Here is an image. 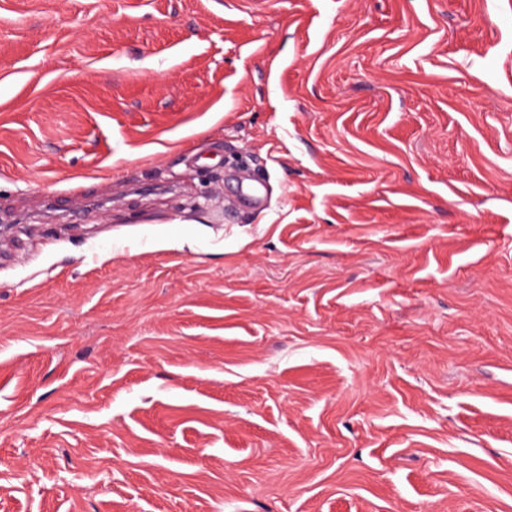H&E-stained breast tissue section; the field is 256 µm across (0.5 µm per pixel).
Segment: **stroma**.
I'll list each match as a JSON object with an SVG mask.
<instances>
[{
	"mask_svg": "<svg viewBox=\"0 0 512 512\" xmlns=\"http://www.w3.org/2000/svg\"><path fill=\"white\" fill-rule=\"evenodd\" d=\"M0 512H512V0H0Z\"/></svg>",
	"mask_w": 512,
	"mask_h": 512,
	"instance_id": "1",
	"label": "stroma"
}]
</instances>
